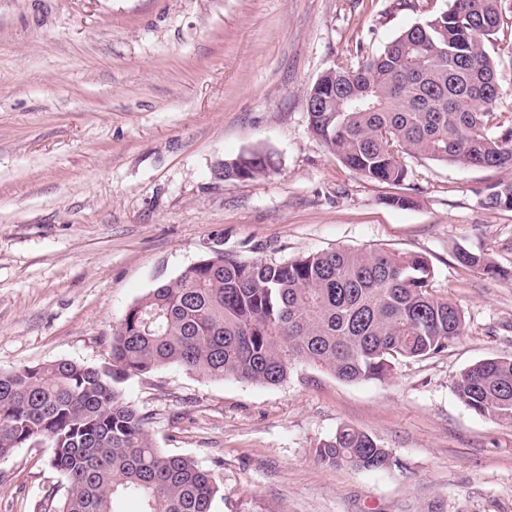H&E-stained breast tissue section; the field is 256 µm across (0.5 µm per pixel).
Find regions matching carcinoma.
<instances>
[{"label": "carcinoma", "mask_w": 512, "mask_h": 512, "mask_svg": "<svg viewBox=\"0 0 512 512\" xmlns=\"http://www.w3.org/2000/svg\"><path fill=\"white\" fill-rule=\"evenodd\" d=\"M504 26L502 0H450L366 59L343 60L309 90L310 133L362 178L401 186L403 156L511 173L478 191L486 209L512 210V113L487 45ZM275 169L251 150L224 163V180ZM463 266L512 278L485 253L455 249ZM420 254L338 249L269 264L217 253L158 283L125 311L100 365L58 359L0 371V460L35 440L68 491L57 512H213L218 487L192 458L153 445L149 417L125 402L132 377L178 365L210 378L277 386L308 363L337 379L383 380L397 363L441 353L465 333L462 312L430 292ZM459 400L512 421V357L481 360L455 382ZM323 465L383 471L390 451L343 426L319 443Z\"/></svg>", "instance_id": "obj_1"}]
</instances>
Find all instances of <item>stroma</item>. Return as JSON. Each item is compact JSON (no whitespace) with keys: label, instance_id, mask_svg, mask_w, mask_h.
Returning a JSON list of instances; mask_svg holds the SVG:
<instances>
[{"label":"stroma","instance_id":"35a3bbf8","mask_svg":"<svg viewBox=\"0 0 512 512\" xmlns=\"http://www.w3.org/2000/svg\"><path fill=\"white\" fill-rule=\"evenodd\" d=\"M448 0H0V371L108 359L128 307L214 252L282 263L347 248L425 255L431 292L465 317L444 352L344 383L296 364L278 386L170 365L128 380L155 447L213 473V512H512V423L466 408L462 370L512 356V210L477 192L500 172L407 159L394 187L314 138L306 91L342 58L380 52ZM488 51L512 113V9ZM270 152L258 181L224 160ZM411 198L407 207L390 196ZM349 426L386 471L320 464ZM48 446L0 461V512H55ZM454 254L461 265L479 268L490 278H512V270L499 266L485 253H476L463 246H457Z\"/></svg>","mask_w":512,"mask_h":512}]
</instances>
